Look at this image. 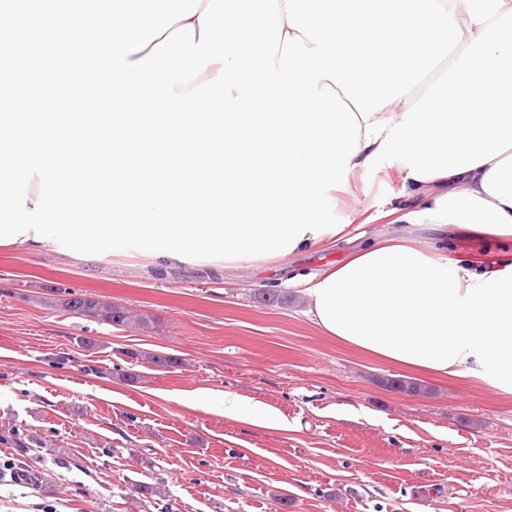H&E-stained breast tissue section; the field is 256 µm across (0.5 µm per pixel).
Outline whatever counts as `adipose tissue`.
<instances>
[{"label":"adipose tissue","mask_w":512,"mask_h":512,"mask_svg":"<svg viewBox=\"0 0 512 512\" xmlns=\"http://www.w3.org/2000/svg\"><path fill=\"white\" fill-rule=\"evenodd\" d=\"M463 38L418 100L371 115L353 161L394 157L423 201L385 216L454 225L512 244V0H455ZM306 313L327 335L410 371L469 376L512 395V259L460 264L445 246L407 239L361 246L302 282ZM189 406L257 428H284L266 405L194 391Z\"/></svg>","instance_id":"1"}]
</instances>
